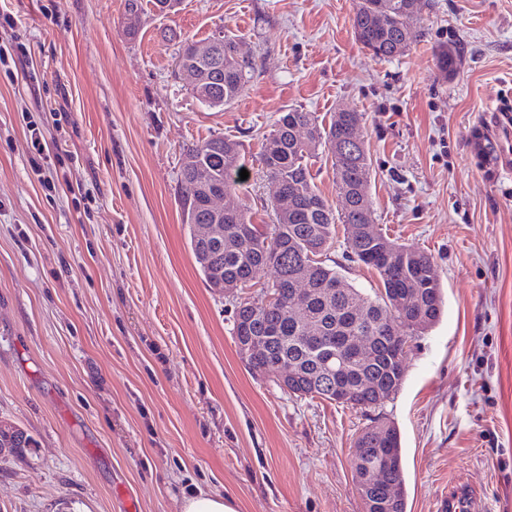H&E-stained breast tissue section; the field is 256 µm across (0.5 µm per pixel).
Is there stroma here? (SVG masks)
<instances>
[{"mask_svg":"<svg viewBox=\"0 0 512 512\" xmlns=\"http://www.w3.org/2000/svg\"><path fill=\"white\" fill-rule=\"evenodd\" d=\"M141 3L131 39L124 0H0V43L29 51L18 78L0 72V421L37 442L0 455V512H124L127 494L138 512H180L201 490L237 512H364L351 462L376 417L400 433L407 512H435L459 483L484 512H512V0H420V38L390 60L356 40V0ZM225 28L258 69L210 107L175 61ZM342 107L363 115L376 223L431 255L445 301L374 411L252 376L179 203L183 147L224 136L249 173L237 202L271 223L263 134L288 109L327 123ZM32 123L60 157L50 195L29 164ZM328 257L379 291L343 238Z\"/></svg>","mask_w":512,"mask_h":512,"instance_id":"1","label":"stroma"}]
</instances>
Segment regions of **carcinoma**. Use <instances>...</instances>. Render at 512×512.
Masks as SVG:
<instances>
[{
    "mask_svg": "<svg viewBox=\"0 0 512 512\" xmlns=\"http://www.w3.org/2000/svg\"><path fill=\"white\" fill-rule=\"evenodd\" d=\"M418 0H359L352 17L356 39L380 60L405 53L418 41L415 30L404 24L409 9ZM223 70L212 78L204 91L193 92L201 103L220 107L232 103L244 93L256 71L253 57L238 53L237 39L224 36L221 45ZM457 61L456 50L449 46L437 57L444 74L452 72ZM363 116L351 109L340 108L329 125L319 121L313 112L291 108L273 125L262 139L259 162L268 178L281 185L282 195L269 201L275 217L272 224L253 223L250 213L235 206L224 214V235L218 241L196 239L195 224H212L214 219L205 206L206 189L216 185L235 194L243 168L237 142L226 137H211L183 149V157L193 163L180 168L179 190L190 226V246L209 286L219 282L234 289L233 299L250 309L251 322L239 320L234 312L233 336L237 348L259 339L266 352L247 363L258 376H268L279 362L292 363L296 370L293 384L285 391L300 398L319 397L340 403L336 393L315 383L324 370V361L310 358L305 350L307 327L316 324L325 339L339 338L343 343L353 336H370L372 343L359 356L345 357L341 384L362 390L359 409L382 406L370 385L395 393L401 386L406 369L407 351L398 343V327L402 335L413 337L431 328L443 313L440 283L432 258L414 247L393 243L389 256L381 254L378 242L390 239L375 224L374 214L366 202L371 160L365 143L347 151L350 131L360 126ZM304 126L309 136L305 141L295 137V129ZM331 157L336 174V188L341 205L331 204L320 192L311 172V160L321 153ZM343 226L348 257L374 270L382 289L371 296L350 285L340 286L336 268L327 264V255ZM324 244V249L311 251L310 239ZM275 271L271 287L278 290L279 300L264 302L266 292L239 298L265 268ZM310 274L312 294L297 302L301 316H288V305L294 303L289 284L301 270ZM34 439L11 424H0V453L29 448ZM352 461L354 477L369 465H382V478L372 490H358L365 512H407L404 490V468L400 437L396 427L377 419L366 426L355 442Z\"/></svg>",
    "mask_w": 512,
    "mask_h": 512,
    "instance_id": "cac0c4a2",
    "label": "carcinoma"
}]
</instances>
